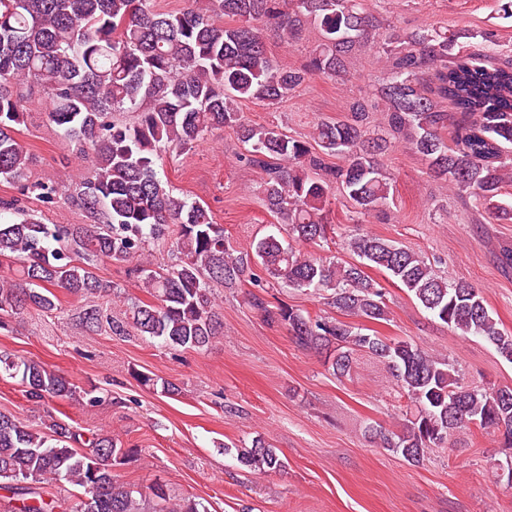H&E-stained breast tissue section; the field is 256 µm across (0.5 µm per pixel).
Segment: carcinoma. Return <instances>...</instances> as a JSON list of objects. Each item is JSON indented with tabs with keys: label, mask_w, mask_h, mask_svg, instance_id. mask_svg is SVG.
Returning <instances> with one entry per match:
<instances>
[{
	"label": "carcinoma",
	"mask_w": 512,
	"mask_h": 512,
	"mask_svg": "<svg viewBox=\"0 0 512 512\" xmlns=\"http://www.w3.org/2000/svg\"><path fill=\"white\" fill-rule=\"evenodd\" d=\"M222 16L234 24H218ZM308 23L322 40L305 65L288 66L269 53L268 32L290 43ZM362 47L389 63L380 90L387 135L370 134L368 110L359 101L346 119L318 122L311 142L253 125L241 114L243 100L277 108L311 77L345 73L348 58ZM491 51L473 48L465 34L450 29L402 34L364 0H212L209 14L157 13L147 0H0V179L18 182L29 167L31 156L15 137L24 122L18 86L38 87L50 99L47 116L62 128L73 158L88 163L71 182L72 198L90 217L106 218L104 224H46L17 200L0 199V258L17 262L20 274L0 281V327L30 309H58L54 287L77 296L100 293L97 262H127L175 225L179 261L140 268L153 300L134 305L126 325L108 322L113 333L130 327L173 347H208L224 331L209 282L233 284L255 259L268 282L329 291L341 314L376 323L388 320V307L367 269L383 270L452 334L479 337L512 362V335L500 331L478 289L438 275L415 251L363 233L345 238L356 262H327L274 233L251 251H238L202 205L174 194L156 170L163 152L188 150L209 130L229 128L260 174L267 210L297 242L317 245L332 230V190L363 220L383 211L393 185L378 155L399 145L421 155L430 177L450 191L511 221L512 205L498 197L512 183V62L489 61ZM441 100L450 102L453 114L441 109ZM115 112H134L136 120H109ZM326 156L341 163L329 166ZM250 305L266 321L287 325L297 346L327 354L340 377L350 374L356 351L385 362L415 412L398 432L380 425L368 432L372 442L407 462L418 464L429 449L455 444L456 433L471 425L497 432L512 448V387L464 386L448 360L376 330L313 318L257 294ZM0 374L20 377L32 399L81 400L74 384L40 361L1 353ZM49 429L0 413V490L22 497L16 512H55L41 486L61 481L84 489L70 512H207L191 498L170 502L161 485L151 487L157 507L146 510L145 500L112 472L138 449L102 433L74 448L79 433L54 420ZM237 459L263 474L283 467L276 450L260 440L238 450Z\"/></svg>",
	"instance_id": "cac0c4a2"
}]
</instances>
